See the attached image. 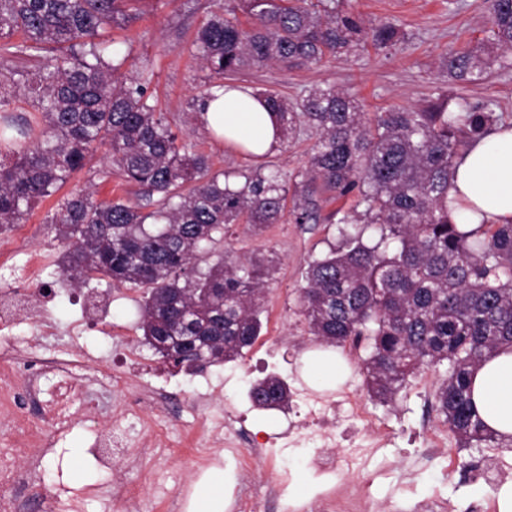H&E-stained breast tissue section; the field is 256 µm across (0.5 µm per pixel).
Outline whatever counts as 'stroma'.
<instances>
[{
	"instance_id": "obj_1",
	"label": "stroma",
	"mask_w": 512,
	"mask_h": 512,
	"mask_svg": "<svg viewBox=\"0 0 512 512\" xmlns=\"http://www.w3.org/2000/svg\"><path fill=\"white\" fill-rule=\"evenodd\" d=\"M342 4L367 20L393 22L405 33V41L387 52L368 46L321 65L249 68L232 75V83L269 90L291 100L314 86L330 84L351 93L369 114L394 105L421 107L444 94L452 103L464 98L512 115V68L493 69L477 84L451 82L436 72L448 48L485 38L489 17L482 0H342ZM237 5V0H135L129 22L109 32L115 46L129 55L118 77L128 80L149 71L151 104L168 117L184 141L210 156L215 169L237 172L263 163L295 172L306 164L315 141L309 131H299L292 143L260 160L227 148L198 125L185 122L193 99L211 83L208 71L194 56V34L213 10ZM106 154V148H99L67 183V190L90 187L100 200L139 201L138 187L116 174L102 177L108 165ZM55 203L52 197L40 201L21 223L0 233V260L9 259L14 268L13 278L0 280V289L27 285L29 260L39 255L40 283L48 291L38 299L54 331L43 336L39 324H22L11 334L0 333V345L22 343L38 357L82 350L90 354L97 369L115 373L122 370V356H130L133 363L128 386L95 394L97 422L75 426L61 435L47 431L45 455L37 465L39 475L47 489L71 497L72 512H184L191 484L211 466L223 464L229 453L215 436L227 413L235 409L244 412L247 429L260 438L288 429L290 416L257 408L248 391L270 374L299 386L305 383L302 355L320 341L311 335L300 313L299 293L307 260L339 242L336 225L326 221L333 206L322 204V219L316 224L284 220L258 230L246 224L233 225L226 244L200 255L198 264L203 268L228 251L250 257L263 268L262 333L237 359L191 374H176L145 343L138 327L144 289L115 288L96 279L79 288L70 286L63 274L66 247L45 225ZM92 293L111 302V337L97 331L80 336L72 333L81 316L78 300ZM272 336L277 337V344H269ZM340 353L346 360V374L337 390L327 391V398L337 400L342 393H355L375 422L392 431L393 439L384 448L383 458H370L360 469L330 476L327 494L353 493L368 483L382 512H411L412 505L406 500L410 485L420 497L441 494L453 503L454 512H476V505L495 503V491L512 483V447H459L434 406L438 374H417L395 401L384 403L368 393L367 349L347 346ZM154 390L166 393L162 407L138 417L124 414L126 396ZM147 421L163 426L164 437L153 455L139 462L119 460L109 468L98 462L93 447L102 430H109L132 448ZM432 433L452 448L453 464L439 459L420 462ZM382 460L390 473L377 480L373 474ZM250 464L254 473L251 512H289V486L314 471L311 457L303 449L270 448L262 457L251 458ZM284 470L289 473L288 487L269 497V485Z\"/></svg>"
}]
</instances>
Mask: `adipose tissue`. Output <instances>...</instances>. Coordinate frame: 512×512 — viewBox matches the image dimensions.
I'll return each instance as SVG.
<instances>
[{"mask_svg": "<svg viewBox=\"0 0 512 512\" xmlns=\"http://www.w3.org/2000/svg\"><path fill=\"white\" fill-rule=\"evenodd\" d=\"M196 110L202 127L225 145L263 156L276 148L275 119L250 88L218 84ZM452 220L471 230L512 223V128L498 129L466 148L448 190ZM473 406L496 434L512 436V351L488 355L472 375ZM225 475L213 467L192 487L186 512H227Z\"/></svg>", "mask_w": 512, "mask_h": 512, "instance_id": "obj_1", "label": "adipose tissue"}]
</instances>
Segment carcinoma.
<instances>
[{"label":"carcinoma","instance_id":"obj_1","mask_svg":"<svg viewBox=\"0 0 512 512\" xmlns=\"http://www.w3.org/2000/svg\"><path fill=\"white\" fill-rule=\"evenodd\" d=\"M134 0H0V232L56 194L98 148L144 196L150 211L122 198L99 201L76 189L46 220L72 251L64 273L81 286L98 274L114 288L147 290L140 329L169 365L190 370L232 360L261 335L264 272L226 255L202 271L199 252L240 221L279 223L288 194L296 224L317 222L318 197L356 198L333 213L339 246L307 263L299 304L310 333L336 347L367 343L371 396L395 400L421 370L445 368L434 401L464 448H511L475 415L471 375L485 357L512 347V223L462 232L448 213V184L462 149L502 123L479 104L451 108L440 95L423 108L394 107L365 118L334 85L294 103L258 96L276 113L280 144L306 127L316 140L307 164L281 173L260 165L240 180L190 153L149 103V72L126 82L125 62L103 47L131 18ZM251 19L211 12L194 40L202 69L222 78L253 67L319 65L370 42L404 39L387 21L366 23L327 0H240ZM489 35L448 51L438 64L452 82L476 83L512 54V0H483ZM20 40L13 41L14 37ZM54 56L45 61L43 53ZM259 406L280 405L286 384L251 386Z\"/></svg>","mask_w":512,"mask_h":512}]
</instances>
